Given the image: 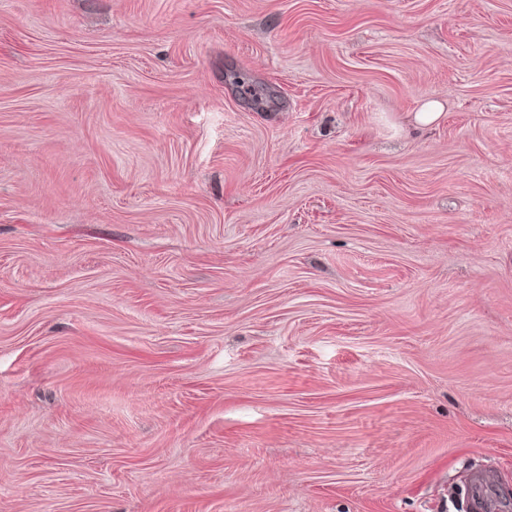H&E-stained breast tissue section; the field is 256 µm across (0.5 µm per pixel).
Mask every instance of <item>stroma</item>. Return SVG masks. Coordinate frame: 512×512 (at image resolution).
<instances>
[{"instance_id": "stroma-1", "label": "stroma", "mask_w": 512, "mask_h": 512, "mask_svg": "<svg viewBox=\"0 0 512 512\" xmlns=\"http://www.w3.org/2000/svg\"><path fill=\"white\" fill-rule=\"evenodd\" d=\"M480 472L512 512V0H0V512Z\"/></svg>"}]
</instances>
